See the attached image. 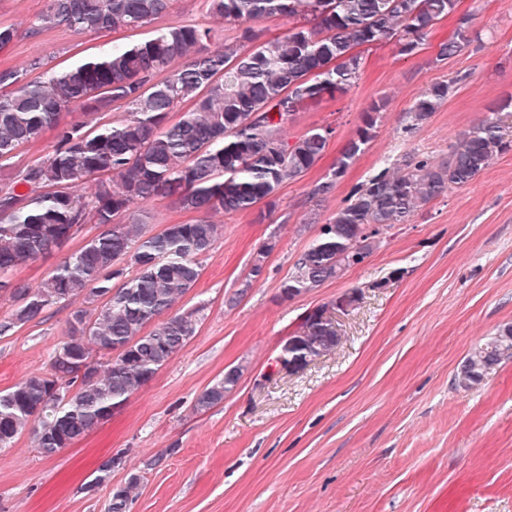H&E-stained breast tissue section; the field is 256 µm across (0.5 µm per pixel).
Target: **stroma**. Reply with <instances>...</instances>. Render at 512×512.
Wrapping results in <instances>:
<instances>
[{"label": "stroma", "mask_w": 512, "mask_h": 512, "mask_svg": "<svg viewBox=\"0 0 512 512\" xmlns=\"http://www.w3.org/2000/svg\"><path fill=\"white\" fill-rule=\"evenodd\" d=\"M46 0H0V25L17 30L0 49V70L41 58L62 69L115 43L151 38L177 25H205L218 39L240 29L209 16L204 0H175L166 16L133 31L36 28ZM473 40L437 57L461 16ZM347 92L290 116L288 141L332 128L322 158L278 190L276 208L219 213V234L198 259L201 275L175 309L196 312L188 344L112 417L52 457L31 433L0 448V512H107L113 486L130 475L140 489L128 512H512V359L472 389L454 376L464 356L512 324V150L470 184L384 230L364 263L290 300L280 284L321 224L353 189L407 155L445 159L458 134L512 98V0H457L416 54L388 41L363 48ZM447 101L417 128L409 110L431 84ZM384 100L375 136L330 197L313 186L334 166L372 101ZM146 234L190 224L195 213L171 197L135 207ZM99 231L88 224L65 246L13 269L11 283L39 288L68 255ZM276 246L262 276L243 283L269 235ZM362 298L340 316L335 352L295 375L272 374L301 317L352 289ZM81 298L51 306L41 321L0 336V391L47 372ZM239 366L223 403L199 412L196 397ZM111 457V483L83 486Z\"/></svg>", "instance_id": "stroma-1"}]
</instances>
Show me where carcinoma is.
Returning a JSON list of instances; mask_svg holds the SVG:
<instances>
[{
	"instance_id": "cac0c4a2",
	"label": "carcinoma",
	"mask_w": 512,
	"mask_h": 512,
	"mask_svg": "<svg viewBox=\"0 0 512 512\" xmlns=\"http://www.w3.org/2000/svg\"><path fill=\"white\" fill-rule=\"evenodd\" d=\"M174 0H47L43 24L77 31H118L142 27L167 14ZM457 0H206L209 13L242 27L240 36L212 43V30L198 25L163 29L131 46L117 45L102 56L35 78L29 70H0V168L16 151L57 129L51 155L15 174H0L1 279L68 241L70 229L97 224L102 230L59 264L36 291L12 288L16 309L0 319V336L37 319L49 307L82 296L92 309L67 319V339L54 351L50 372L0 391V447L31 430L40 453L52 457L109 419L157 370L193 338L195 320L171 313L201 274L196 257L208 253L218 235L211 217L277 204L282 184L300 178L324 155L331 130L314 127L293 143L284 139L287 119L305 102L334 97L359 78L361 48L395 40L401 55H413L424 35L455 10ZM288 19L287 31L257 42L251 23ZM472 32L460 20L454 36L440 44L444 60L469 44ZM183 64L175 68L177 61ZM451 87L435 83L414 100L408 129L426 122L448 100ZM121 103L128 118L89 126V119ZM188 104L176 122L169 115ZM375 101L362 126L340 152L335 166L311 190L324 198L374 137ZM77 110L78 121H62ZM512 148L498 119L488 117L463 132L448 159L435 163L406 156L358 186L347 204L322 225L280 284L293 299L340 278L363 263L378 236L406 224L452 187L470 184L495 158ZM92 184L91 192L84 191ZM22 184L28 192L16 190ZM152 196L173 197L197 214L191 224H170L146 236L136 219L118 215ZM276 241L259 248L243 289L264 269ZM135 268L130 276L127 267ZM119 280L115 287L112 281ZM327 307L308 312L296 334L305 363L333 352L340 328L322 318ZM153 330L146 327L158 318ZM512 358V325L473 348L455 375L470 389L503 360ZM85 367L87 375L75 371ZM243 368L234 366L196 399L204 412L222 403L238 385ZM68 387L58 397L54 387ZM116 466L112 457L83 487L90 493ZM138 478L112 488L109 512H127Z\"/></svg>"
}]
</instances>
